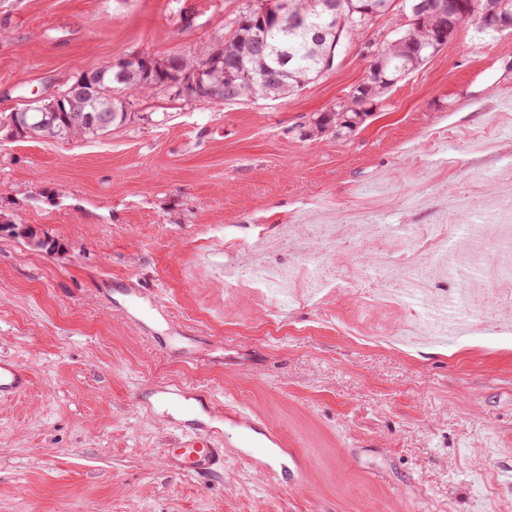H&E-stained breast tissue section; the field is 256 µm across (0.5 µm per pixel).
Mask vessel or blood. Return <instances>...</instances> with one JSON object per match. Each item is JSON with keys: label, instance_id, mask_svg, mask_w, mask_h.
<instances>
[{"label": "vessel or blood", "instance_id": "vessel-or-blood-1", "mask_svg": "<svg viewBox=\"0 0 512 512\" xmlns=\"http://www.w3.org/2000/svg\"><path fill=\"white\" fill-rule=\"evenodd\" d=\"M29 383L30 375L26 368L14 360L0 359V398L16 396ZM193 397L195 405L189 417L177 426L180 447L174 461L182 472L206 476L212 473L215 466L223 463L220 432L210 424L214 417L223 419L229 426L243 428L254 434V452L242 455L247 463L261 466L272 476L279 469L285 468L286 464H299L298 449L285 447L274 430L249 417L239 406L216 404L214 398L203 390L195 391Z\"/></svg>", "mask_w": 512, "mask_h": 512}]
</instances>
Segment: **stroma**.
I'll use <instances>...</instances> for the list:
<instances>
[{
	"label": "stroma",
	"instance_id": "stroma-1",
	"mask_svg": "<svg viewBox=\"0 0 512 512\" xmlns=\"http://www.w3.org/2000/svg\"><path fill=\"white\" fill-rule=\"evenodd\" d=\"M249 0H0V113L107 62L206 58ZM385 17L335 69L285 99L201 102L160 87L96 137L17 139L0 126V357L32 382L0 399V512H512V337L463 309L471 335L401 350L381 339L404 305L342 290L308 298L327 255L286 249L279 316L237 270L281 225L388 224L354 233L371 276L426 258L435 225L512 222V32L463 26L350 135L301 136L360 81ZM158 306L141 318L127 295ZM205 388L302 452L297 485L245 463L178 471V433L138 395ZM2 232H8L12 236L22 239L33 248L41 249L45 247L46 239L38 237L36 231L26 224H1L0 234ZM44 249H54L53 243L49 242L48 246H46Z\"/></svg>",
	"mask_w": 512,
	"mask_h": 512
}]
</instances>
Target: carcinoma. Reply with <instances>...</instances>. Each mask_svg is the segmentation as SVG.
I'll list each match as a JSON object with an SVG mask.
<instances>
[{
  "mask_svg": "<svg viewBox=\"0 0 512 512\" xmlns=\"http://www.w3.org/2000/svg\"><path fill=\"white\" fill-rule=\"evenodd\" d=\"M288 14L282 18L274 16L259 20L249 10H242L232 22L234 30L230 40L213 50L206 58L197 60L190 55L180 56L181 65L186 71L209 64L210 71H224L227 58L238 59L246 76L242 77L232 95L241 100L253 96L252 77L265 71H274L279 80L267 89L272 98H286L304 86L315 82L332 70L329 64L331 41L322 43L310 39L298 29L289 25L292 16H309L317 10L319 0H287ZM434 20H429L418 28H407L401 42H387L377 50L378 57L386 65H394L414 71L427 61L417 53L414 44L427 40L432 32ZM265 33L267 39L278 46L279 52L258 55L252 48V36L256 31ZM165 60H154L148 72L136 74L119 83L113 74L100 68L84 74V92L91 102V110L108 118L109 127L123 126L131 120V113L125 111L126 101L122 94H146L162 86ZM47 115L54 117L55 126L62 128L59 138L94 136L90 129L71 107L68 101L58 100L47 109ZM368 116L366 112H321L314 118L315 128L323 133L330 131L345 135L356 131Z\"/></svg>",
  "mask_w": 512,
  "mask_h": 512,
  "instance_id": "1",
  "label": "carcinoma"
}]
</instances>
